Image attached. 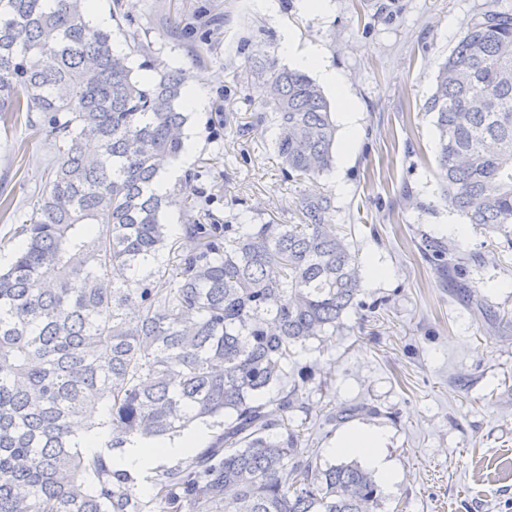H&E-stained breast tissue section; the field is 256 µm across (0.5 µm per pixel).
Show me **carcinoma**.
I'll return each mask as SVG.
<instances>
[{
  "instance_id": "cac0c4a2",
  "label": "carcinoma",
  "mask_w": 512,
  "mask_h": 512,
  "mask_svg": "<svg viewBox=\"0 0 512 512\" xmlns=\"http://www.w3.org/2000/svg\"><path fill=\"white\" fill-rule=\"evenodd\" d=\"M85 2L0 0V122L39 112L61 142L0 268V512H377L372 473L318 468L293 426L311 375L288 381L289 359L335 333L361 292L330 201L303 200L302 224H205L210 211L191 205L164 222L195 178L153 189L185 151L187 75L134 27L114 50ZM255 75L270 109L257 121L276 128L285 175L330 171L336 125L321 87L274 59ZM424 111L448 207L512 249V9L492 0L473 18ZM423 242L472 301L461 246ZM75 417L110 449L197 420L220 432L143 500L112 456L83 451Z\"/></svg>"
}]
</instances>
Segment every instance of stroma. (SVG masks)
I'll list each match as a JSON object with an SVG mask.
<instances>
[{"mask_svg":"<svg viewBox=\"0 0 512 512\" xmlns=\"http://www.w3.org/2000/svg\"><path fill=\"white\" fill-rule=\"evenodd\" d=\"M490 0H131L135 25L163 64L200 88L187 109L191 197L220 221H302L308 197L331 201L332 222L352 245L362 291L331 336L297 349L290 373L309 370L293 413L318 467L342 462L332 445L352 425L385 430L394 480L379 512H512V250L465 226L443 199L437 130L423 106L438 66ZM318 47L341 91L325 89L337 121L332 170L286 179L275 132L257 122L264 56L293 67L282 49ZM349 100L357 131L342 125ZM237 122L224 126L219 111ZM59 142L26 121L0 125V265L12 232L28 223L58 160ZM460 242L472 256L470 305L455 296L424 253L422 235ZM383 278L372 275L373 267Z\"/></svg>","mask_w":512,"mask_h":512,"instance_id":"stroma-1","label":"stroma"}]
</instances>
